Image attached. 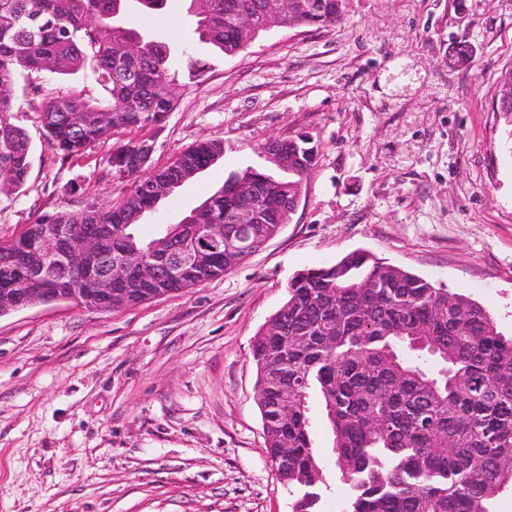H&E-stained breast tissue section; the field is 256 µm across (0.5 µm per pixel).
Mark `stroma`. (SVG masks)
Returning a JSON list of instances; mask_svg holds the SVG:
<instances>
[{
    "mask_svg": "<svg viewBox=\"0 0 512 512\" xmlns=\"http://www.w3.org/2000/svg\"><path fill=\"white\" fill-rule=\"evenodd\" d=\"M186 0L135 25L178 46L172 112L62 157L44 98H105L92 70L20 74L8 120L25 130L22 188L0 189V241L36 216L117 202L112 154L153 145L150 169L217 138L224 154L146 212L153 235L234 173L283 172L262 151L307 133L316 149L297 208L223 277L104 312L57 301L0 316V512H292L256 400L251 344L298 271L363 249L484 306L512 336V148L495 110L512 70V0H345L341 23L275 29L233 55L194 33ZM475 53L447 64L456 41ZM202 59L189 73L187 56ZM414 82L392 93L399 59ZM40 86L33 94L32 86Z\"/></svg>",
    "mask_w": 512,
    "mask_h": 512,
    "instance_id": "obj_1",
    "label": "stroma"
}]
</instances>
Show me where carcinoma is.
I'll return each instance as SVG.
<instances>
[{"label":"carcinoma","instance_id":"obj_1","mask_svg":"<svg viewBox=\"0 0 512 512\" xmlns=\"http://www.w3.org/2000/svg\"><path fill=\"white\" fill-rule=\"evenodd\" d=\"M167 0H0V179L15 189L26 181L30 142L5 118L13 109L18 73L73 74L92 67L108 91L103 101L76 95L50 97L40 111L48 146L67 157L109 131L161 122L174 107L165 79L172 42L138 31L136 10L160 12ZM199 40L237 54L235 16L261 0H189ZM37 24H28L31 16ZM343 0H321L320 11L297 12L299 27L341 20ZM123 48L116 59L114 49ZM50 60L58 65L49 69ZM86 117L76 129L72 114ZM272 142L287 162V179L247 168L233 175L184 220L236 229V186L252 182L264 223L258 237L288 223L290 200L301 196L315 165L303 134ZM224 153L219 139H203L182 153L201 171ZM158 203L135 191L96 212L44 213L16 240L0 241V288H91L71 278L46 284L31 277L23 255L40 240L43 225L92 226L106 251L130 245L147 257L151 240L129 226L126 214ZM249 257L226 253L203 269L172 277L156 265L145 277L130 270L112 284V310L181 293L220 278ZM257 402L266 448L278 479L300 496L293 512H318L324 470L313 431L319 421L331 436L344 512H490L512 487V337L498 331L489 312L468 296L374 256L353 251L333 264L303 270L288 283V297L254 336Z\"/></svg>","mask_w":512,"mask_h":512}]
</instances>
